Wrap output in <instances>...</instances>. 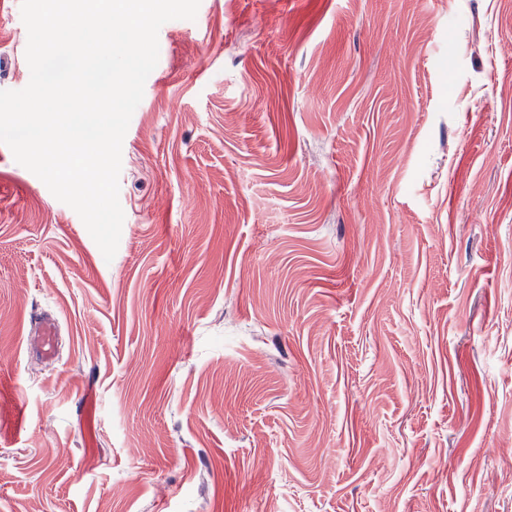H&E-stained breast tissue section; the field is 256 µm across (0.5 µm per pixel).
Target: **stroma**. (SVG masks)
<instances>
[{"instance_id":"35a3bbf8","label":"stroma","mask_w":512,"mask_h":512,"mask_svg":"<svg viewBox=\"0 0 512 512\" xmlns=\"http://www.w3.org/2000/svg\"><path fill=\"white\" fill-rule=\"evenodd\" d=\"M158 41L113 260L0 143V512H512V0H200ZM31 323L36 328L34 336V348L37 354L44 360L54 359L58 354L57 328L52 318L34 316Z\"/></svg>"}]
</instances>
